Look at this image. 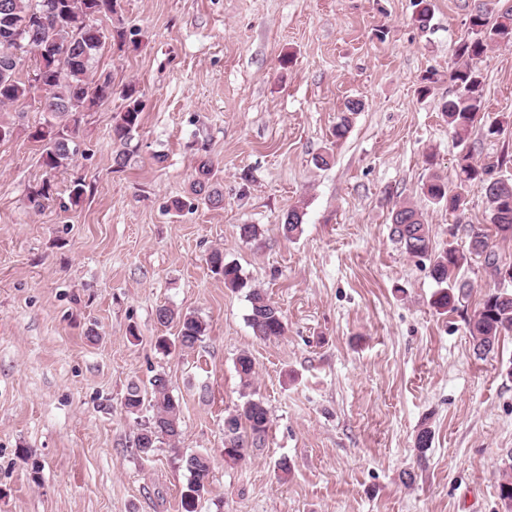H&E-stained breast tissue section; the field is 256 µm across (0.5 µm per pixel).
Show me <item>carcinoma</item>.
<instances>
[{
	"mask_svg": "<svg viewBox=\"0 0 512 512\" xmlns=\"http://www.w3.org/2000/svg\"><path fill=\"white\" fill-rule=\"evenodd\" d=\"M118 0H0V140L13 136L16 124L6 115L10 107L27 98L32 82L19 76L21 58L16 52L27 50L36 57L35 71L41 73L44 95L40 111L47 114L45 122L34 127L29 136L42 146V163L53 171L69 164L77 152L75 134L82 113L112 97V81L97 75L93 66L105 45L106 35L98 21L117 14ZM473 37L458 48L456 61L448 68V80L455 87L454 95L444 102L443 112L448 127L457 139L464 141L482 110V76L478 60L492 45L512 46V0H478L469 18ZM125 101L119 119L113 125L112 139L123 145L131 141L139 128L145 104L133 86L122 91ZM361 102L349 100L345 115L336 124L334 134L342 139L350 129L349 115L360 111ZM214 167L209 157H201L191 191L204 203L219 207L224 197L213 182ZM480 185L487 198L490 224L496 234L512 236V177L494 174V166L476 165L470 153L459 159V183L451 189L439 175L431 174L424 185L428 200L447 204L448 211L458 213L466 205L469 186ZM52 185L45 181L30 191L29 205L38 210L50 197ZM303 213L289 210L282 223L286 237L302 231ZM391 236L411 258L429 261V273L438 286L431 306L439 313L454 312L463 295L466 282L459 279L462 269L475 257L484 258L491 275L499 282L512 284V264L499 261L489 242V234L481 228L470 229L469 239L479 246L468 245L460 250L453 244L438 251L432 231L423 213L408 202L398 204L391 214ZM214 273L224 278V285L233 290L246 287L238 265L224 261L220 250L208 258ZM250 310L247 322L254 335L267 339L285 333L281 310L259 290L249 292ZM161 325L177 323V344L191 349L205 335L206 323L194 313L177 312L168 306L156 309ZM474 353L484 358L497 352L500 339L512 335V290L498 287L488 294L482 306L468 321ZM236 368L243 386L251 384L255 374L252 357L241 353ZM151 408L148 423L140 429L135 448L139 456H154L158 444L173 445L182 434L180 404L173 396L168 380L156 374L150 389L132 383L124 397L130 413L143 405ZM269 429V412L259 399H249L240 408L224 416V460L238 462L252 448H260ZM188 482L181 494L182 512H197L199 501L209 494L211 460L205 454L185 459Z\"/></svg>",
	"mask_w": 512,
	"mask_h": 512,
	"instance_id": "1",
	"label": "carcinoma"
}]
</instances>
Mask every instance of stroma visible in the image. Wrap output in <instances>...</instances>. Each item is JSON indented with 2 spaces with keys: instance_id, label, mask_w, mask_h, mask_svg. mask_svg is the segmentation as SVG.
<instances>
[{
  "instance_id": "35a3bbf8",
  "label": "stroma",
  "mask_w": 512,
  "mask_h": 512,
  "mask_svg": "<svg viewBox=\"0 0 512 512\" xmlns=\"http://www.w3.org/2000/svg\"><path fill=\"white\" fill-rule=\"evenodd\" d=\"M417 2L119 0L113 24L126 37L107 39L97 62L116 93L83 113L77 154L51 175L28 136L43 120L32 90L0 142V512H182L195 453L212 462L197 512H506L512 336L480 359L466 326L495 282L473 258L457 311L436 313L429 264L392 240L390 216L411 202L439 248L466 247L470 228L487 224L480 185L460 215L423 185L434 171L456 185L465 149L512 174V47L483 57V109L458 141L441 105L474 0H430L425 29ZM130 83L145 109L123 147L112 127ZM351 99L362 108L335 139ZM495 122L502 133L487 137ZM204 154L218 208L191 200ZM47 177L54 194L37 212L27 196ZM76 179L86 193L74 206ZM293 208L303 231L289 239L281 222ZM243 224L257 239L240 237ZM216 249L246 288L211 272ZM252 288L280 308L283 336H254ZM162 305L205 321L193 349L157 350L178 334L157 322ZM243 352L256 371L247 389ZM159 372L180 402L182 437L178 451L164 444L145 460L134 442L151 411L128 413L124 396ZM249 397L265 403L269 430L233 464L224 416ZM425 425L434 438L422 456Z\"/></svg>"
}]
</instances>
